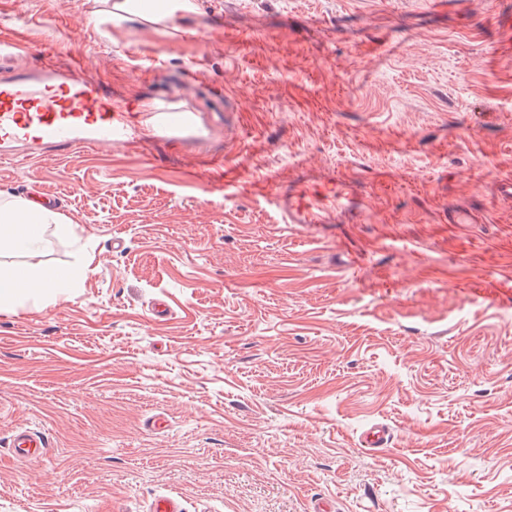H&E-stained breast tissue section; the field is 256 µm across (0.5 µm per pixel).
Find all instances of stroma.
Segmentation results:
<instances>
[{"label": "stroma", "instance_id": "obj_1", "mask_svg": "<svg viewBox=\"0 0 512 512\" xmlns=\"http://www.w3.org/2000/svg\"><path fill=\"white\" fill-rule=\"evenodd\" d=\"M196 2L162 24L0 0L17 64L84 58L118 105L174 96L208 130L0 163V198L41 181L76 226L38 262L86 270L0 310V443L52 442L0 455V512H512V0ZM301 166L369 222L283 223L266 184ZM376 423L392 445L359 447ZM48 447V439L43 433L20 429L10 437L9 455L13 458H38L47 452Z\"/></svg>", "mask_w": 512, "mask_h": 512}]
</instances>
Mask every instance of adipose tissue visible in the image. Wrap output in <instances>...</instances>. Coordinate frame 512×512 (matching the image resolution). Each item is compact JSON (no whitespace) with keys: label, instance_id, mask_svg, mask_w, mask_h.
I'll use <instances>...</instances> for the list:
<instances>
[{"label":"adipose tissue","instance_id":"ef3b65f1","mask_svg":"<svg viewBox=\"0 0 512 512\" xmlns=\"http://www.w3.org/2000/svg\"><path fill=\"white\" fill-rule=\"evenodd\" d=\"M116 18L136 16L153 22L171 21L196 11L195 0H114ZM75 226L56 211L15 199L0 205V256L36 255L45 247L48 236L69 239ZM78 272L48 264L16 265L0 273V307L22 300L39 298L51 291L58 298H69Z\"/></svg>","mask_w":512,"mask_h":512}]
</instances>
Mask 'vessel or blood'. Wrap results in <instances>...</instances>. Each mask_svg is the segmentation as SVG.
I'll return each mask as SVG.
<instances>
[{"instance_id": "obj_1", "label": "vessel or blood", "mask_w": 512, "mask_h": 512, "mask_svg": "<svg viewBox=\"0 0 512 512\" xmlns=\"http://www.w3.org/2000/svg\"><path fill=\"white\" fill-rule=\"evenodd\" d=\"M151 137L178 143L188 135H204L192 112H126L116 110L104 85L81 75L77 68L60 67L44 55L35 69H12L0 75V159L40 162L62 158L83 149L121 146L146 150L138 128ZM268 195L283 223L313 229L343 220L355 224L366 210L335 172L299 176L288 183L269 182ZM393 440L391 429L375 424L362 432L361 447L374 450ZM49 446L43 433L29 429L10 437L11 457L38 458Z\"/></svg>"}]
</instances>
